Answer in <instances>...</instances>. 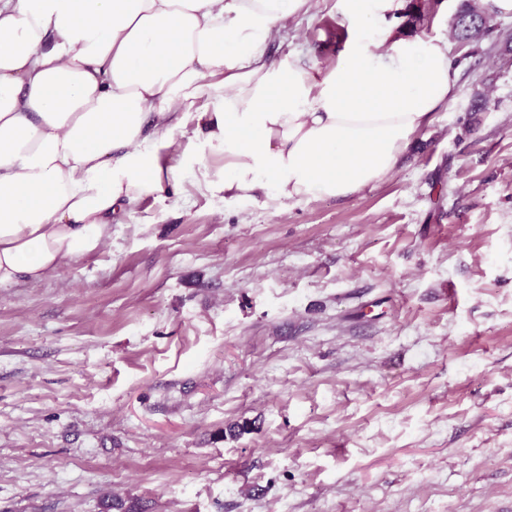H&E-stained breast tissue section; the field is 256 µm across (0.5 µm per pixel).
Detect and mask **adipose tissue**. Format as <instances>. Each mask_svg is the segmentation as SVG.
I'll return each instance as SVG.
<instances>
[{
    "label": "adipose tissue",
    "instance_id": "1",
    "mask_svg": "<svg viewBox=\"0 0 512 512\" xmlns=\"http://www.w3.org/2000/svg\"><path fill=\"white\" fill-rule=\"evenodd\" d=\"M355 36L321 70L265 48L310 0H0V288L93 252L174 175L153 147L194 122L205 182L274 200L384 180L455 98L441 40L398 33L405 0H342Z\"/></svg>",
    "mask_w": 512,
    "mask_h": 512
}]
</instances>
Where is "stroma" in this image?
Returning <instances> with one entry per match:
<instances>
[{"instance_id": "obj_1", "label": "stroma", "mask_w": 512, "mask_h": 512, "mask_svg": "<svg viewBox=\"0 0 512 512\" xmlns=\"http://www.w3.org/2000/svg\"><path fill=\"white\" fill-rule=\"evenodd\" d=\"M464 2L406 0L458 94L384 181L201 191L224 155L188 126L166 200L0 288V512H512V14L459 42ZM350 38L313 0L265 54Z\"/></svg>"}]
</instances>
